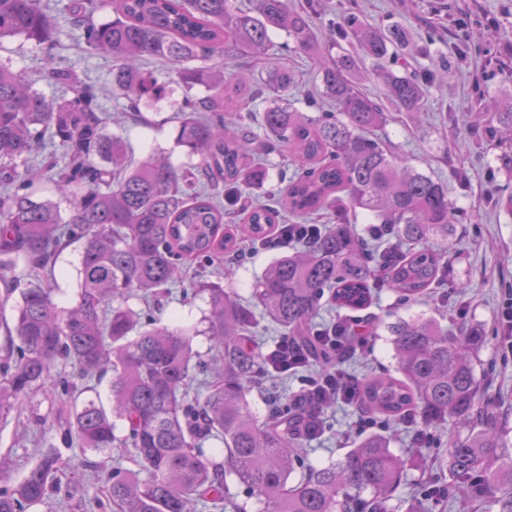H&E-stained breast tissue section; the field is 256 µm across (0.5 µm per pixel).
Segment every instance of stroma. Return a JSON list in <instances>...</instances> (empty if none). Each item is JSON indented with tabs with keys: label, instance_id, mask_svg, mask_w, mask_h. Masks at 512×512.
<instances>
[{
	"label": "stroma",
	"instance_id": "1",
	"mask_svg": "<svg viewBox=\"0 0 512 512\" xmlns=\"http://www.w3.org/2000/svg\"><path fill=\"white\" fill-rule=\"evenodd\" d=\"M350 11L378 27L398 23L407 34L405 62L420 73H445V80L430 89L428 113L421 124L412 125L397 113L381 135L411 166L444 181L449 199L466 218L455 227L457 254L444 286L447 303L432 300L399 306L385 290L371 311L391 322L424 315L448 326L463 322L481 329L486 342L478 353L476 374L500 416L503 439L512 447V323L505 318L512 310V219L494 206L498 195L512 192V174L501 167L498 134L480 119L481 113L498 111L501 99L512 96V0H323V17ZM59 38L65 54L76 60L80 77L110 87L111 59L84 52L68 22H61ZM157 71L169 93L144 107L148 125L126 122L111 125L110 130L128 141L135 159L164 151L179 166L188 157L175 143L177 124L172 115L182 88L169 65H158ZM81 252L82 245L76 242L57 260L59 289L54 300L59 306H71L77 297ZM460 282L469 285L462 294L456 290ZM206 310L203 297L187 300L176 288L161 297L151 315L163 324L191 325ZM72 411L73 403L62 390L40 391L0 421V456L11 460L9 469L0 471V489L18 484L46 449L70 462L61 477L63 491L25 512H117L96 466L106 462L129 468L126 452L110 448L90 453L78 448L67 433ZM331 420L330 439L308 454L312 465H327L352 446L346 435L351 421L346 411L336 410ZM391 448L408 459L404 479L393 495L394 512H499L492 497L475 504L457 497L445 501L424 497L425 482L437 467L433 450L410 452L405 437L393 441Z\"/></svg>",
	"mask_w": 512,
	"mask_h": 512
}]
</instances>
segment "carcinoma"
I'll return each mask as SVG.
<instances>
[{
	"instance_id": "carcinoma-1",
	"label": "carcinoma",
	"mask_w": 512,
	"mask_h": 512,
	"mask_svg": "<svg viewBox=\"0 0 512 512\" xmlns=\"http://www.w3.org/2000/svg\"><path fill=\"white\" fill-rule=\"evenodd\" d=\"M318 7L319 0L299 7L290 0H250L247 7L237 0H71L77 41L114 62L109 92L124 100L123 117L141 119L142 103L168 93L144 69L148 61L176 68L183 88L176 144L195 158L176 167L161 152L131 160L128 142L108 131L112 115L94 86L58 57L57 21L41 0H0V40L31 44L49 61L39 80L65 89L48 98L0 61V311L20 292L0 348V420L19 400L54 387L60 363L81 380L110 375L111 408L95 399L75 407L73 434L85 451L130 449L147 473L108 476L120 512H197L200 505L227 512L231 481L245 485L264 512H392L407 466L390 449L393 428L420 448L450 419L469 433L447 438L437 461L449 481L429 488L469 501L494 496L500 512H512V451L501 445L499 418L475 377L480 329L460 324L452 332L433 317L388 325L399 376L360 374L355 397L384 430L321 467L305 463L304 449L325 435L340 398L289 393L259 345L257 328L266 320L337 389L354 373L359 344L342 336L330 350L318 337L353 321L374 331L379 318L356 312L385 288L409 305L442 287L451 266L448 237L460 223L448 186L407 166L375 134L388 104L419 116L435 76L395 68L399 25L378 28L349 12L320 32ZM106 8L115 18L95 22ZM276 31L285 32L286 49L314 63L324 103L295 93L296 73L286 62L257 79L246 76L251 62L269 58ZM338 38L348 47L336 45ZM226 58L238 60L237 72L224 71ZM368 67L379 97L361 87ZM47 138L64 152L44 153ZM285 152L293 169L278 170L271 202L243 203ZM324 209L338 212L337 223L271 263L251 302L219 282L230 275L224 263L238 261L232 225L243 224L258 246L286 218ZM360 211L372 224L366 238L350 220ZM432 240L445 246L433 249ZM78 241L77 300L61 309L44 281L55 276L61 249ZM189 260L223 268L217 280L202 275L183 289L205 296L207 315L191 327L138 329L129 300L149 306L181 286ZM197 336L209 338L206 358L193 347ZM254 389L266 391L263 417L248 400ZM209 440L224 445L223 461L205 454ZM68 465L43 453L15 487L0 490V512L44 502Z\"/></svg>"
}]
</instances>
